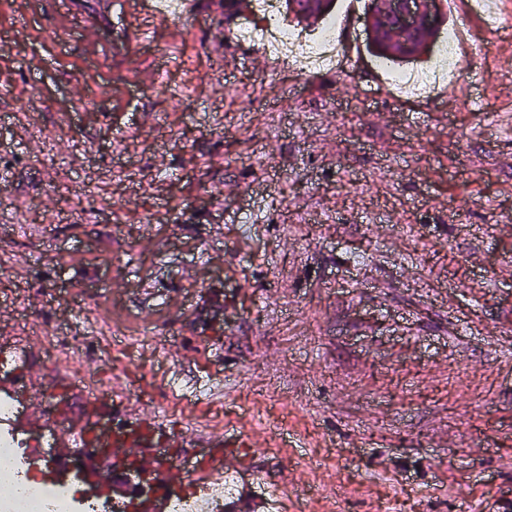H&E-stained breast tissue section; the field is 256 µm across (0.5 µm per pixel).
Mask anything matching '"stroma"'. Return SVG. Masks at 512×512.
<instances>
[{
  "label": "stroma",
  "mask_w": 512,
  "mask_h": 512,
  "mask_svg": "<svg viewBox=\"0 0 512 512\" xmlns=\"http://www.w3.org/2000/svg\"><path fill=\"white\" fill-rule=\"evenodd\" d=\"M104 2L0 17V333L85 337L108 384L110 340L133 404L309 485L279 512H512V46L422 100L385 90L357 15L309 84L209 9L141 13L99 82L16 28L64 18L74 56ZM462 87L484 111L449 109Z\"/></svg>",
  "instance_id": "obj_1"
}]
</instances>
